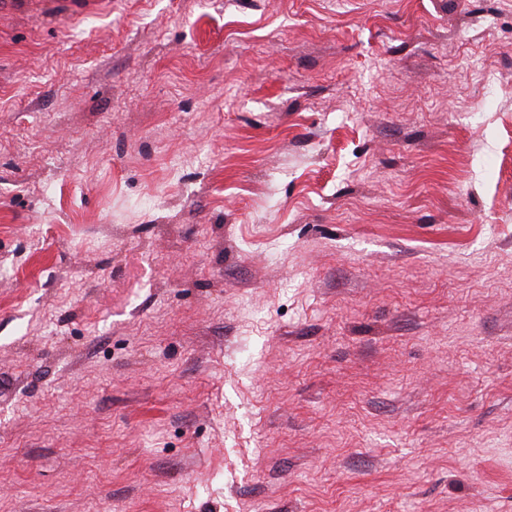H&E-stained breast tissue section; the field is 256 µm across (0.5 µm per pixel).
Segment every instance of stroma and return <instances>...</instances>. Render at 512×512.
<instances>
[{"mask_svg":"<svg viewBox=\"0 0 512 512\" xmlns=\"http://www.w3.org/2000/svg\"><path fill=\"white\" fill-rule=\"evenodd\" d=\"M0 512H512V0H0Z\"/></svg>","mask_w":512,"mask_h":512,"instance_id":"obj_1","label":"stroma"}]
</instances>
